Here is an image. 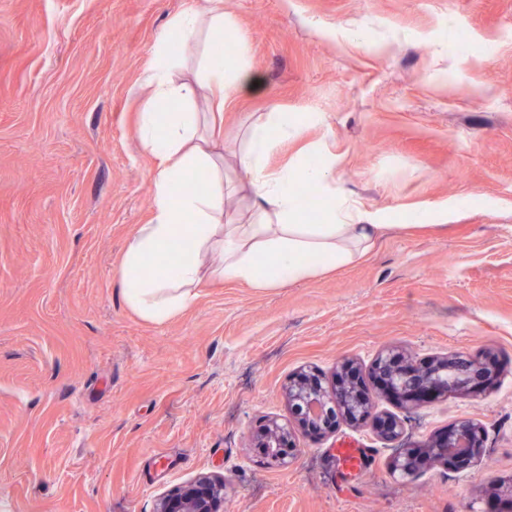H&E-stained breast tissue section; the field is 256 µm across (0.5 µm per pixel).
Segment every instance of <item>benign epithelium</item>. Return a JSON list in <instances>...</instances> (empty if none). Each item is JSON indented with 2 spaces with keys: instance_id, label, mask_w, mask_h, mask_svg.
<instances>
[{
  "instance_id": "7a95c632",
  "label": "benign epithelium",
  "mask_w": 512,
  "mask_h": 512,
  "mask_svg": "<svg viewBox=\"0 0 512 512\" xmlns=\"http://www.w3.org/2000/svg\"><path fill=\"white\" fill-rule=\"evenodd\" d=\"M395 356L392 349L381 351L374 370L388 387L389 394L408 409L450 392L487 386L498 373L494 360L476 363L463 353L443 358L423 369L413 364L398 366ZM310 378L311 374L302 371L288 385V400L299 402L304 408L297 419L319 433L335 428L340 415L353 423L369 426L393 449L389 468L400 478L415 476L429 460L438 461L452 471L469 469L478 465L485 454L482 428L472 420H460L446 433L415 445L405 434L403 421L377 411L354 381L347 378L328 392L309 382ZM254 440L256 447L268 449L272 462L288 465L287 458L278 454L277 449L286 447V442L291 440L290 425L268 419L260 425ZM224 486V476L202 475L159 499L154 512H219ZM486 493L500 495L503 505L512 509V477L492 483Z\"/></svg>"
}]
</instances>
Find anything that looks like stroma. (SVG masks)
I'll list each match as a JSON object with an SVG mask.
<instances>
[{
    "label": "stroma",
    "mask_w": 512,
    "mask_h": 512,
    "mask_svg": "<svg viewBox=\"0 0 512 512\" xmlns=\"http://www.w3.org/2000/svg\"><path fill=\"white\" fill-rule=\"evenodd\" d=\"M207 4L0 0V512H154L208 472L227 480L223 512H498L483 490L512 476V0H219L231 55L261 80L225 108V150L271 107L315 114L271 168L335 159L337 188L388 230L355 266L268 290L209 281L149 325L117 292L152 217L137 84L169 18ZM387 347L506 367L407 412L368 377ZM345 358L412 440L480 423L482 462L401 480L391 448L345 422L296 430L287 467L252 447L262 419L288 421L296 372L331 382Z\"/></svg>",
    "instance_id": "1"
}]
</instances>
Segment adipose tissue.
Wrapping results in <instances>:
<instances>
[{
    "label": "adipose tissue",
    "mask_w": 512,
    "mask_h": 512,
    "mask_svg": "<svg viewBox=\"0 0 512 512\" xmlns=\"http://www.w3.org/2000/svg\"><path fill=\"white\" fill-rule=\"evenodd\" d=\"M232 31L215 7L176 14L158 35L139 81L144 106L138 136L157 161L152 219L128 240L118 284L125 307L150 324L170 322L192 308L203 279L263 289L302 282L362 261L386 231L374 213L351 208L344 194L333 192L320 200L321 223H300L296 183L330 185L336 163L269 169V155L298 129L291 113L270 112L251 125L232 168H225L224 145L210 133L208 115L223 112L258 81L242 60L217 50V41ZM191 42L200 53L181 78V52ZM204 90L212 95L206 113L198 109ZM197 177L204 178V191L188 189ZM242 192L249 204L241 220L225 223L232 197ZM149 264L154 274L143 275Z\"/></svg>",
    "instance_id": "1"
}]
</instances>
